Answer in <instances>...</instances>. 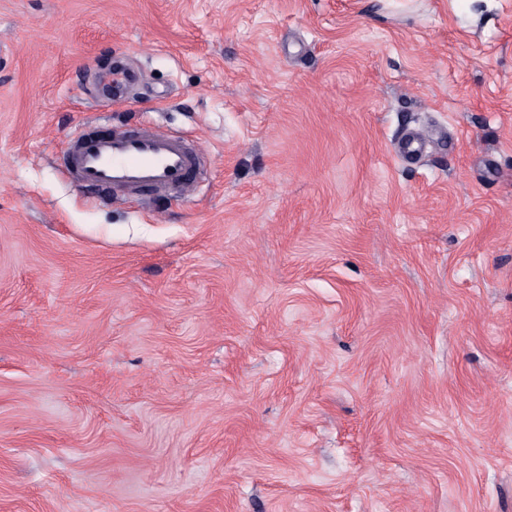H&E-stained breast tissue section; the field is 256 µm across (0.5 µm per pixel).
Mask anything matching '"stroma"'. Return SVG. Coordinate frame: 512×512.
<instances>
[{
	"label": "stroma",
	"instance_id": "1",
	"mask_svg": "<svg viewBox=\"0 0 512 512\" xmlns=\"http://www.w3.org/2000/svg\"><path fill=\"white\" fill-rule=\"evenodd\" d=\"M0 512H512V0H0ZM62 160L73 180L107 191L111 200L190 194L202 174L200 151L150 121L102 132L81 130ZM428 141V136L423 132H410L395 148L396 156L402 161L418 157L425 151Z\"/></svg>",
	"mask_w": 512,
	"mask_h": 512
}]
</instances>
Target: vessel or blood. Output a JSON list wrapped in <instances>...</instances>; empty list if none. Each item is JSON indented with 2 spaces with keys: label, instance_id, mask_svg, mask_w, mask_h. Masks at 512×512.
Returning a JSON list of instances; mask_svg holds the SVG:
<instances>
[{
  "label": "vessel or blood",
  "instance_id": "1",
  "mask_svg": "<svg viewBox=\"0 0 512 512\" xmlns=\"http://www.w3.org/2000/svg\"><path fill=\"white\" fill-rule=\"evenodd\" d=\"M427 144L426 134L413 131L395 153L405 161L422 155ZM63 165L81 186L105 190L114 199L174 197L195 192L202 156L182 138L147 121L77 132L64 152Z\"/></svg>",
  "mask_w": 512,
  "mask_h": 512
}]
</instances>
